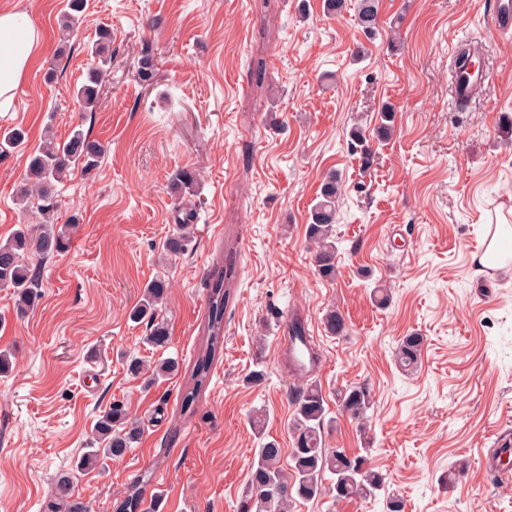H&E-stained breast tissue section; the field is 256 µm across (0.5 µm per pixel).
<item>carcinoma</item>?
<instances>
[{"instance_id": "obj_1", "label": "carcinoma", "mask_w": 512, "mask_h": 512, "mask_svg": "<svg viewBox=\"0 0 512 512\" xmlns=\"http://www.w3.org/2000/svg\"><path fill=\"white\" fill-rule=\"evenodd\" d=\"M85 7L84 0H69L67 11L58 20L61 40L57 55L66 52L69 37L80 21ZM355 17L368 32L374 31L380 9V0H356L353 5ZM94 58L85 82L73 91V96L84 112L95 111L99 102V82L105 67L112 63V37L107 31L99 34L91 48ZM139 82L149 87L156 72V50L153 41L144 40L137 59L132 64ZM396 111L386 104L379 112V122L374 135H367V127L354 124L347 133V144L363 155L370 163L375 139H389L395 128ZM25 139V131L14 127L0 134V156L16 149ZM104 156V147L80 128L60 142H46L29 157L26 168V183L20 190V203L36 206L40 221L22 224L6 240L0 241V288L12 290L16 297L17 312L25 314L36 308L41 299L40 277L27 261L26 256L36 254L41 258L58 255L68 248L69 225L55 223L54 187L64 181L76 169L89 174L99 167ZM198 174L190 169L177 171L172 179L175 189L181 194L194 195ZM344 192L339 174L327 175L321 185L319 201L311 211V222L306 227V237L315 249V271L318 276L331 279L336 273V202ZM198 218L197 209L192 208L179 220L176 233L166 240L165 248L172 254L183 250L187 239L186 226ZM238 276L233 264L219 266L211 275L207 297L206 340L191 369L190 387L182 400L186 409L197 399L210 375L213 362L224 343V308L230 297V287ZM168 283L162 278L150 281L143 289L141 300L130 311L136 322L147 320L146 341L154 348H164L169 341L167 324L159 319L157 306L167 293ZM326 331L339 336L346 330L343 315L337 309L329 310L323 318ZM423 337L411 334L403 337L395 353V361L404 372L415 370L419 364ZM294 415L289 433L292 437V465L285 470L280 465L282 449L274 441H267L254 450L249 472L250 512H289L297 498L315 499L325 492L336 500L364 498L383 489L385 477L369 466L367 459L347 452L344 448H324L322 432L325 427L335 425L336 418L328 416L321 387L310 382L300 387L294 396ZM373 399L368 389L351 386L345 389L342 410L358 422L359 430L366 432L364 421L369 419ZM92 435L98 446H90L77 459L76 469L91 471L103 467L108 459H117L126 454L140 439V429L132 421L125 402L115 400L108 410L100 415ZM331 475V484L325 485V475ZM40 512H88L87 506L71 498L68 477L60 478L56 484L54 498L40 506Z\"/></svg>"}]
</instances>
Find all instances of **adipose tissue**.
<instances>
[{"label":"adipose tissue","mask_w":512,"mask_h":512,"mask_svg":"<svg viewBox=\"0 0 512 512\" xmlns=\"http://www.w3.org/2000/svg\"><path fill=\"white\" fill-rule=\"evenodd\" d=\"M42 43L40 31L26 15L0 12V112L10 109L15 91Z\"/></svg>","instance_id":"adipose-tissue-1"}]
</instances>
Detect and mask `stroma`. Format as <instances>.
<instances>
[{"instance_id":"stroma-1","label":"stroma","mask_w":512,"mask_h":512,"mask_svg":"<svg viewBox=\"0 0 512 512\" xmlns=\"http://www.w3.org/2000/svg\"><path fill=\"white\" fill-rule=\"evenodd\" d=\"M323 0H86L83 21L56 58L57 19L67 0H0L27 14L43 46L0 130L28 138L0 159V241L35 223L16 202L28 155L45 134L82 127L105 148L98 169L56 187L68 250L30 256L40 272L37 309L18 315L0 289V512H38L68 476L90 512H115L144 472L155 512H246L248 473L259 440L277 441L290 467L291 393L303 378L277 353L290 317L302 319L319 354L312 377L336 417L326 448L365 456L386 477L377 495L295 500L292 512H512V478L481 465L497 436L512 432V267L478 271L489 224L512 225V33L491 31L495 0H382L367 36L354 10L326 16ZM112 36V65L96 111L71 96L91 65L88 45ZM397 44H390L391 33ZM157 48V80L146 88L132 63L143 40ZM486 45L489 83L466 111L451 91L452 52ZM266 62L255 87L248 62ZM397 109L393 137L371 165L347 147L357 118ZM200 174L199 219L185 251L165 242L177 230L172 174ZM346 184L335 224V279L315 272L306 237L330 170ZM233 249L239 278L224 313V350L194 413L181 396L204 336L207 284ZM170 288L161 314L166 348L129 320L145 284ZM388 306L371 298L376 280ZM342 313L343 335L322 318ZM425 338L412 374L394 362L403 336ZM172 357L177 375L156 382L126 361ZM262 371L258 384L246 376ZM367 387V435L342 412L338 393ZM127 401L141 428L134 448L102 471L74 466L109 404ZM465 471H458V463Z\"/></svg>"}]
</instances>
